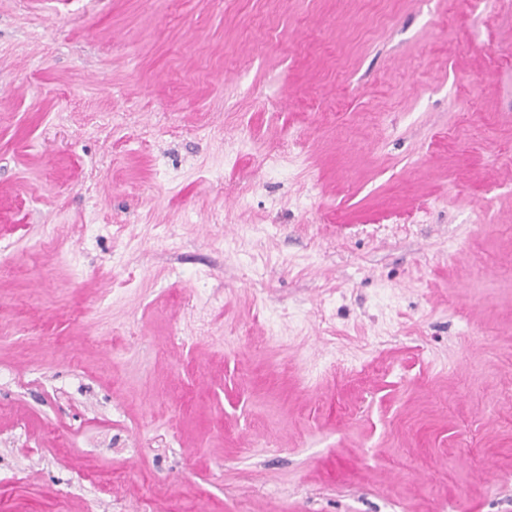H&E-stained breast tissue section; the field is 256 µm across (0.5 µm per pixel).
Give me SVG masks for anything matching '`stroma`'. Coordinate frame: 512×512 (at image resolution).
Listing matches in <instances>:
<instances>
[{
    "instance_id": "35a3bbf8",
    "label": "stroma",
    "mask_w": 512,
    "mask_h": 512,
    "mask_svg": "<svg viewBox=\"0 0 512 512\" xmlns=\"http://www.w3.org/2000/svg\"><path fill=\"white\" fill-rule=\"evenodd\" d=\"M0 241V512H512V0H0Z\"/></svg>"
}]
</instances>
